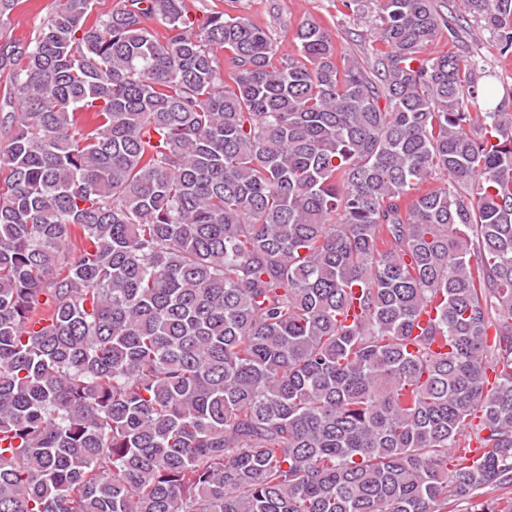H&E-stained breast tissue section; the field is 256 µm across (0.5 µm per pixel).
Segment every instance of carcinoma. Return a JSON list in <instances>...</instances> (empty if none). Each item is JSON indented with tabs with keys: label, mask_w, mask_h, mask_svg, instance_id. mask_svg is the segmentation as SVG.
I'll return each mask as SVG.
<instances>
[{
	"label": "carcinoma",
	"mask_w": 512,
	"mask_h": 512,
	"mask_svg": "<svg viewBox=\"0 0 512 512\" xmlns=\"http://www.w3.org/2000/svg\"><path fill=\"white\" fill-rule=\"evenodd\" d=\"M375 2L363 61L188 0L0 44V512H512V113Z\"/></svg>",
	"instance_id": "1"
}]
</instances>
